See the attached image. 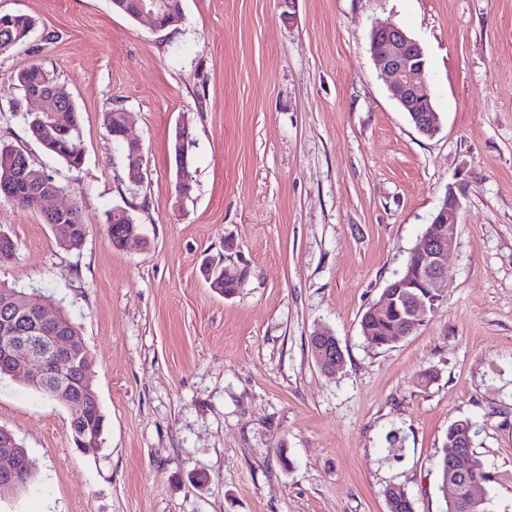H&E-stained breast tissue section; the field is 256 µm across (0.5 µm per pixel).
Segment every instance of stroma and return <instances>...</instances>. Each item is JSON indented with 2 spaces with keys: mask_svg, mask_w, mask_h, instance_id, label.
I'll return each mask as SVG.
<instances>
[{
  "mask_svg": "<svg viewBox=\"0 0 512 512\" xmlns=\"http://www.w3.org/2000/svg\"><path fill=\"white\" fill-rule=\"evenodd\" d=\"M156 31L109 0H0L38 26L0 54V142L63 186L91 230L61 248L39 214L0 201L16 243L0 281L36 288L80 329L105 416L78 450L68 409L0 378V427L36 460L0 512H444L436 461L473 425L493 512H512V0H182ZM397 24L422 45L442 118L420 135L390 98L369 37ZM54 72L80 113L69 169L11 112L18 70ZM130 115L145 156L130 182L105 109ZM187 123L193 191L172 142ZM462 189L443 300L389 346L360 317L419 244L449 185ZM121 207L145 246L113 247ZM248 275L232 297L206 258ZM326 327L344 364L322 372ZM437 378L420 383L425 370ZM398 447H390L389 434ZM226 260H227V257L225 255L222 257L220 256L218 259H215V258L209 259V261H207L208 263H206V265H205L206 277L209 279L214 266H216L217 264H220L223 266V264ZM223 274H224V280L220 276V270H216L212 274L209 281L206 280L210 284V288H213L218 293H224V292L230 290V288H225L226 285H231V286H234L235 288H239L247 276L246 271H241L237 275H231L227 271L226 267H224V269H223ZM232 294L224 293V296H229ZM383 494L387 502L388 512H415L414 503L404 489L389 486Z\"/></svg>",
  "mask_w": 512,
  "mask_h": 512,
  "instance_id": "stroma-1",
  "label": "stroma"
}]
</instances>
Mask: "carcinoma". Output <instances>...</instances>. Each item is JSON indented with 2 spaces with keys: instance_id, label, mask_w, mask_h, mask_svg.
<instances>
[{
  "instance_id": "obj_1",
  "label": "carcinoma",
  "mask_w": 512,
  "mask_h": 512,
  "mask_svg": "<svg viewBox=\"0 0 512 512\" xmlns=\"http://www.w3.org/2000/svg\"><path fill=\"white\" fill-rule=\"evenodd\" d=\"M35 25V19L27 14H0V54L24 43L29 38V33L34 30ZM15 80L25 92L38 85L43 88L57 85L54 75L37 63H32L17 71ZM102 117L107 134L110 135L112 129L122 125L124 109L111 108L103 112ZM23 119L30 135L38 141H44L42 149L47 155L64 161L71 168L77 169L82 165L84 159L82 140H78L74 136L68 139L55 137L50 140L45 134L46 127L50 124H54L62 130L80 126L79 112L72 102L61 103L48 97L42 109L23 113ZM19 167H26L31 172L35 171L29 156L24 151L11 144L0 143V180ZM11 203L37 212L46 224H73L86 231L91 228V225L86 223L81 208L77 205L65 214H59L51 220L48 219L41 199L29 194L22 184L18 186V197L12 199ZM131 223H133V218L125 212L111 211L108 213L107 234L110 237H115L116 248L119 250L124 245L123 235L128 233V225ZM9 291H15L27 297L26 304L22 307L23 323L32 325L37 322L39 317V304L36 301V298L39 297L37 291L34 289L24 291L13 285L0 282V292ZM370 322L377 329V335L369 338V341L377 340L379 345L385 346L389 339L405 331L406 311L404 305L393 306L385 312H377L368 308L363 313L360 324L364 325ZM466 442H473L472 423L466 419L453 422L448 427L446 447L453 448L459 443ZM436 467L441 482L454 480L462 489L471 482H480L484 485L492 482V477L484 471L470 448L464 449L461 454L453 458L448 457V453H443L438 458ZM36 471L37 463L33 458H21L18 484L13 488L12 493L15 494L26 489L33 481ZM384 497L388 512H415L412 499L405 490L399 487H387L384 490ZM447 512H491V498L486 495L480 500H473L467 494L462 493L459 497L447 501Z\"/></svg>"
}]
</instances>
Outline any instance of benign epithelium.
<instances>
[{
  "mask_svg": "<svg viewBox=\"0 0 512 512\" xmlns=\"http://www.w3.org/2000/svg\"><path fill=\"white\" fill-rule=\"evenodd\" d=\"M183 17L182 0H140L137 4L138 20H147L160 30L161 18L171 22ZM370 54L386 88L401 111L411 116L417 132L433 137L440 131V117L431 105L424 88L428 81V70L423 47L399 26L377 21L370 37ZM128 147L125 169L128 178L137 182L141 178L144 163L143 149L139 141L129 135L128 124L115 132ZM191 141L185 125L176 127L173 155L179 194L188 192L192 181L187 166V155ZM21 178L39 192L46 194V209L61 214L69 207L59 204L60 192L52 191L46 185V178L36 173H23ZM461 206L454 186H448L439 208L422 236V241L412 253L403 276L396 284L399 291H387L383 300L375 305L382 311L397 303L414 300L409 305L408 321L416 323L429 313L428 300L442 301L441 286L444 282L445 261L456 245L457 216ZM48 303L39 301L41 329H21L10 315L0 319V367L11 376L21 374L31 386L50 387L56 397L72 411L73 429H78L79 418L86 407V398L72 395L74 378L80 374L83 380L93 377V364L84 342L79 336L61 332L58 325L59 312L49 313ZM320 345L319 368L327 373L339 369L343 362V351L336 336L328 330L314 334ZM12 435H0V479L11 482L16 479L19 456Z\"/></svg>",
  "mask_w": 512,
  "mask_h": 512,
  "instance_id": "1",
  "label": "benign epithelium"
}]
</instances>
